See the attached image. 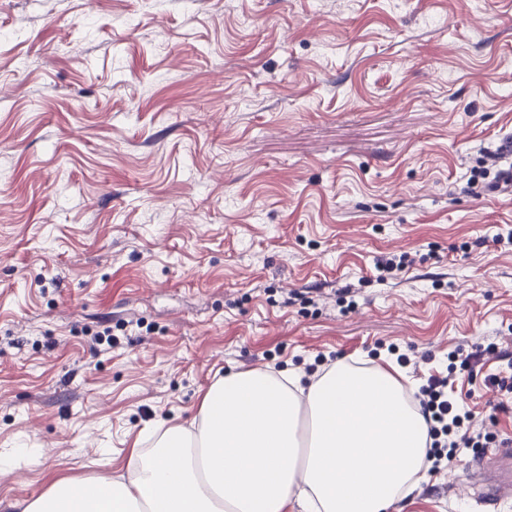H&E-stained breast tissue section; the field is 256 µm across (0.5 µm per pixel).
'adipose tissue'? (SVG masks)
<instances>
[{"label": "adipose tissue", "mask_w": 512, "mask_h": 512, "mask_svg": "<svg viewBox=\"0 0 512 512\" xmlns=\"http://www.w3.org/2000/svg\"><path fill=\"white\" fill-rule=\"evenodd\" d=\"M402 373L343 358L228 371L189 423L156 422L126 473L65 480L16 512H390L422 477L428 426Z\"/></svg>", "instance_id": "obj_1"}]
</instances>
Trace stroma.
<instances>
[{
  "mask_svg": "<svg viewBox=\"0 0 512 512\" xmlns=\"http://www.w3.org/2000/svg\"><path fill=\"white\" fill-rule=\"evenodd\" d=\"M1 78L0 512L120 476L218 372L512 355V184L465 190L512 169V0H0ZM497 368L456 381L494 446Z\"/></svg>",
  "mask_w": 512,
  "mask_h": 512,
  "instance_id": "35a3bbf8",
  "label": "stroma"
}]
</instances>
